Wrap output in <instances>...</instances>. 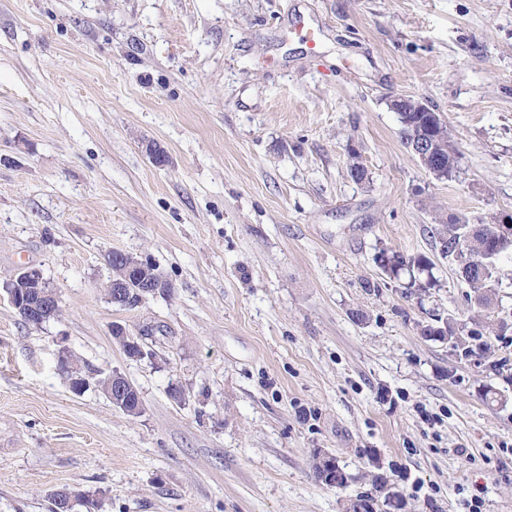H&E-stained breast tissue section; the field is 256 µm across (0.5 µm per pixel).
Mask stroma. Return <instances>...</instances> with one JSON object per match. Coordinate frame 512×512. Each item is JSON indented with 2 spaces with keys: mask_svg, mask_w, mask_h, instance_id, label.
<instances>
[{
  "mask_svg": "<svg viewBox=\"0 0 512 512\" xmlns=\"http://www.w3.org/2000/svg\"><path fill=\"white\" fill-rule=\"evenodd\" d=\"M400 95L447 124L452 178L402 143ZM448 214H512V0H0V280L38 268L61 309L33 327L0 295V512L62 488L101 512H343L379 470L404 512H512V334L495 373L421 333L472 315ZM383 250L437 286L405 297ZM112 251L168 293L113 306ZM114 371L140 417L96 387ZM377 261L385 274L390 278L400 280V277L404 273H408L409 281L408 286H404L406 289L405 295L412 294L409 292L413 287L417 285V277L415 271L421 275L426 274L425 284H418L421 289L432 288L437 285V280L433 274V263L425 256H405L398 252H387L382 251L377 258Z\"/></svg>",
  "mask_w": 512,
  "mask_h": 512,
  "instance_id": "obj_1",
  "label": "stroma"
}]
</instances>
